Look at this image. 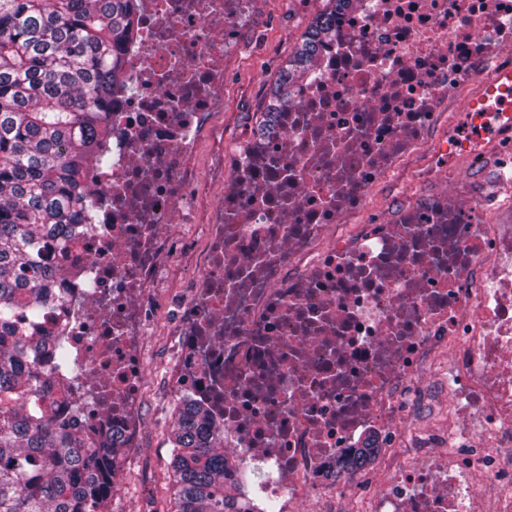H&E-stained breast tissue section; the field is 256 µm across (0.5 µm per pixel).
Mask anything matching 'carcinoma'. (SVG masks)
<instances>
[{
    "label": "carcinoma",
    "mask_w": 512,
    "mask_h": 512,
    "mask_svg": "<svg viewBox=\"0 0 512 512\" xmlns=\"http://www.w3.org/2000/svg\"><path fill=\"white\" fill-rule=\"evenodd\" d=\"M136 0H0V512H112L124 455L106 430L91 441L60 416L83 371L65 340L31 333L61 303L65 272L51 252L71 251L70 226L95 198L87 169L107 159L112 93L127 88L123 52ZM302 37L274 98L284 103L308 69L333 14L327 0ZM58 372L44 375L43 357ZM222 429L188 400L177 405L163 512H253L234 481Z\"/></svg>",
    "instance_id": "1"
}]
</instances>
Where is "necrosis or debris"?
I'll return each instance as SVG.
<instances>
[{
  "instance_id": "obj_1",
  "label": "necrosis or debris",
  "mask_w": 512,
  "mask_h": 512,
  "mask_svg": "<svg viewBox=\"0 0 512 512\" xmlns=\"http://www.w3.org/2000/svg\"><path fill=\"white\" fill-rule=\"evenodd\" d=\"M254 19L136 2L100 199L38 326L84 369L62 418L136 447L165 336L172 395L278 512H512V231L489 220L512 211V112L473 106L512 68V0H356L288 105L228 137L224 55ZM441 403L445 430L406 429Z\"/></svg>"
}]
</instances>
